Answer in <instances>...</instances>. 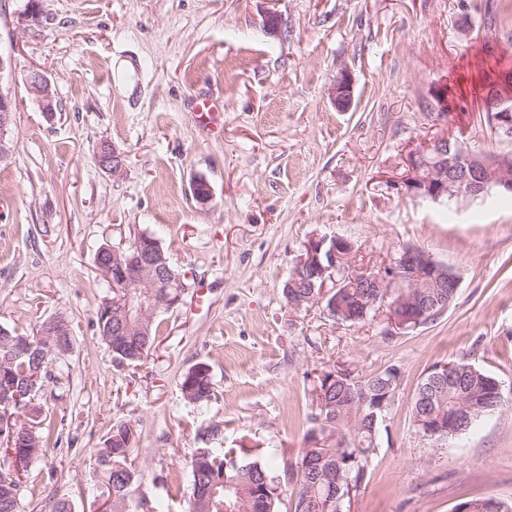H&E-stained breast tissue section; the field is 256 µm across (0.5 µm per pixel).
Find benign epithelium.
<instances>
[{
  "mask_svg": "<svg viewBox=\"0 0 512 512\" xmlns=\"http://www.w3.org/2000/svg\"><path fill=\"white\" fill-rule=\"evenodd\" d=\"M13 58L0 52V158L8 154L7 135L13 121L14 97L10 88L3 85L4 75L13 71ZM26 85L41 111L48 115L56 112L55 93L46 75L32 69L27 73ZM331 94L336 106L347 109L352 100V79L342 72L333 83ZM483 112L493 133L500 139H512V72L503 70L495 84L483 97ZM96 162L106 172L121 171L124 162L115 147H100ZM406 187L414 194L435 202H452L460 197L484 198L500 189L512 192V160L494 156L481 148L467 147L453 141L447 133L430 138L422 149L410 154V177ZM136 253L130 256L116 251L103 257L99 270L119 293L120 301L107 308L117 307L113 314L112 330L117 336L128 335V329L147 321L160 307L179 306L188 293L186 276L157 268L154 250L148 243H135ZM352 244L341 237L311 236L302 253L296 258L290 274L295 281L299 274L315 268L322 271L320 297L332 295L328 282H336V275L371 292L365 308L381 304L388 309V321L395 328H405L413 320L414 295L422 288H446L448 283H458L455 273L435 261L427 252L417 247L405 249L400 261L410 269L401 278L396 265L383 269L359 271L351 268ZM406 289L400 299L391 304L387 297L391 288Z\"/></svg>",
  "mask_w": 512,
  "mask_h": 512,
  "instance_id": "benign-epithelium-1",
  "label": "benign epithelium"
}]
</instances>
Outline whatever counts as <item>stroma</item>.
I'll return each instance as SVG.
<instances>
[{
	"instance_id": "stroma-1",
	"label": "stroma",
	"mask_w": 512,
	"mask_h": 512,
	"mask_svg": "<svg viewBox=\"0 0 512 512\" xmlns=\"http://www.w3.org/2000/svg\"><path fill=\"white\" fill-rule=\"evenodd\" d=\"M0 0V50L14 59L16 99L0 159V326L33 334L65 316L72 349L64 387L41 401L57 444L34 462L20 512H99L96 452L115 422L137 430L130 453L139 512H188L196 449L258 447L290 505L288 466L308 446L316 376L343 364L362 377L397 367L396 397L364 484L342 512H453L512 502V198L453 204L407 192L408 154L449 133L512 156L484 120L479 71L512 55V0ZM279 17L277 30L265 12ZM44 72L58 107L27 90ZM352 102L331 96L340 72ZM457 109L435 123V87ZM217 99L222 127L199 123ZM120 173L100 169L101 143ZM212 190L198 203L192 185ZM154 236L191 288L157 314L143 361L120 364L98 336L113 295L100 247ZM340 236L377 270L408 247L459 278L455 302L417 329L386 335V315L339 323L315 305L290 311L282 288L310 235ZM467 361L497 379L504 404L466 434L424 437L412 405L439 363ZM209 364L215 397L182 396L183 374ZM458 512H511L512 503L494 497H485L461 502L456 505Z\"/></svg>"
}]
</instances>
